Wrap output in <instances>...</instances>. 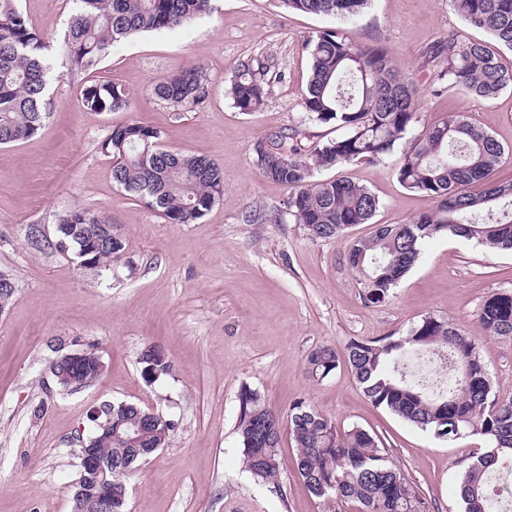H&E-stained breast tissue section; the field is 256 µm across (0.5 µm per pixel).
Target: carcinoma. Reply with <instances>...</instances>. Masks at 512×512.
I'll use <instances>...</instances> for the list:
<instances>
[{"instance_id": "1", "label": "carcinoma", "mask_w": 512, "mask_h": 512, "mask_svg": "<svg viewBox=\"0 0 512 512\" xmlns=\"http://www.w3.org/2000/svg\"><path fill=\"white\" fill-rule=\"evenodd\" d=\"M72 10L59 49L67 72L93 71L112 46L127 37L180 26L209 12L211 0H71ZM290 12L350 20L370 0H281ZM468 25L487 33L512 51V0H448ZM311 65L302 94L304 121L332 125L334 139L308 150L285 149L297 131L275 133L254 146L255 165L267 179L288 190L285 205L295 223L313 239L343 236L369 224L379 197L344 177L317 180L315 173L353 162H380L403 147L399 183L425 192L435 208L408 224H377L371 235L352 242L348 265L359 276L367 305H381L418 260L424 243L441 235L494 250H512V180L490 181L505 149L467 115L455 113L413 138L418 88L401 74L391 52L381 44L357 40L338 26L305 42ZM53 42L37 31L17 0H0V146L38 133L54 111L48 94ZM430 57L441 59L439 79L475 98H490L512 87V66L481 41L462 42L450 35L437 42ZM267 63L240 62L231 86L234 107L250 114L265 104ZM206 71L188 64L153 85V94L174 107L200 104L206 95ZM82 104L94 112H118L131 104L125 86L88 80ZM112 159L113 182L156 210L169 224H192L223 197L224 170L214 160L164 148L159 130L132 120L112 129L99 145ZM501 205L495 220L480 214ZM112 219L89 209L71 210L58 219L56 247L88 258L106 273L125 252L123 239L108 236ZM486 336L512 337V292L487 298L478 314ZM346 363L364 394L405 422L453 439L464 431L486 438L488 446L471 457L457 492L463 512H495L498 492L492 486L498 467L512 468V397L493 391L481 354V340L448 319L426 315L403 336L352 341L340 354L330 345L313 350L307 360L312 378L323 380ZM145 381L171 373V361L157 345L138 357ZM465 364L468 374L457 366ZM56 383H96L94 352L80 363L52 364ZM112 435L93 429L90 453L112 459V492L123 495L138 463L167 445L174 423L163 415L126 402L110 403ZM130 423L141 433L136 446L125 440ZM237 432L246 469L258 480L275 483L283 435L295 444L297 469L308 491L325 500L353 502L358 512H423L424 502L386 449L368 430L340 429L306 400L288 410V425L258 392L239 394Z\"/></svg>"}]
</instances>
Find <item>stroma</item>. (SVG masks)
<instances>
[{
	"label": "stroma",
	"mask_w": 512,
	"mask_h": 512,
	"mask_svg": "<svg viewBox=\"0 0 512 512\" xmlns=\"http://www.w3.org/2000/svg\"><path fill=\"white\" fill-rule=\"evenodd\" d=\"M41 32L61 39L70 0H19ZM336 20L289 13L279 0H212L209 14L181 27L115 44L93 77L124 85L125 112H93L80 99L82 78L53 55L55 109L37 135L0 147V270L15 290L0 310V512H73L80 436L105 401L138 404L175 423L169 443L128 484V512H352L305 488L296 448L284 441L279 486L245 470L236 431L242 387L255 389L280 416L298 400L338 426L376 434L425 502L424 512H461L455 487L485 439L435 438L364 395L348 367L317 381L307 357L319 345L344 350L354 340L401 336L425 315L478 335V313L492 294L512 290V253L489 252L448 236L428 241L414 269L379 306L365 305L345 253L373 224H404L435 200L404 189L397 156L318 172L369 188L381 206L373 224L313 240L284 206L286 190L262 176L254 146L302 127L307 143L336 137L334 127L300 126L309 57L305 41ZM350 30L384 44L420 91L413 134L463 112L506 149L496 180L512 179V90L473 98L438 75L429 50L439 39L485 40L448 0H372ZM262 57L273 76L261 111L244 114L230 95L234 68ZM196 63L207 73L202 104L173 108L153 83ZM136 120L158 129L165 148L203 154L224 169V195L193 224L166 223L115 185L98 144ZM89 208L111 216L125 242L123 260L98 276L72 254L49 247L58 215ZM161 345L170 376L147 384L141 350ZM96 349L102 379L71 393L52 373L61 355ZM482 354L494 390L512 395V338L486 337Z\"/></svg>",
	"instance_id": "1"
}]
</instances>
